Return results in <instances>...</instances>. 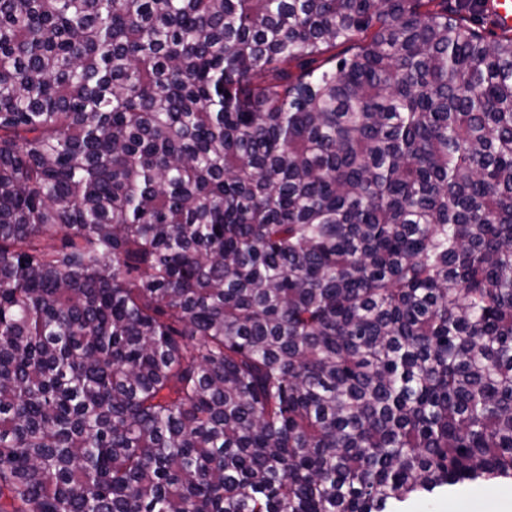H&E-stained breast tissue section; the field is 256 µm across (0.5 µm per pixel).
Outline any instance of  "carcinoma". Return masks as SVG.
Segmentation results:
<instances>
[{"label":"carcinoma","mask_w":512,"mask_h":512,"mask_svg":"<svg viewBox=\"0 0 512 512\" xmlns=\"http://www.w3.org/2000/svg\"><path fill=\"white\" fill-rule=\"evenodd\" d=\"M500 478L512 31L448 0H0V512Z\"/></svg>","instance_id":"1"}]
</instances>
